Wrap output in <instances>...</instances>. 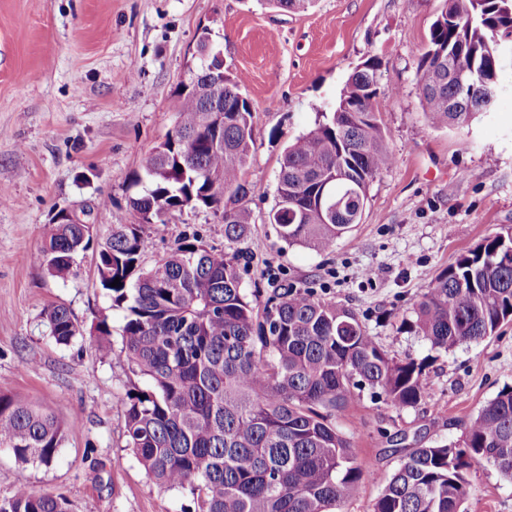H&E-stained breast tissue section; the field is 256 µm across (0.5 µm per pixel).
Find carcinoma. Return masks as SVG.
Here are the masks:
<instances>
[{"instance_id":"obj_1","label":"carcinoma","mask_w":512,"mask_h":512,"mask_svg":"<svg viewBox=\"0 0 512 512\" xmlns=\"http://www.w3.org/2000/svg\"><path fill=\"white\" fill-rule=\"evenodd\" d=\"M284 12L312 0H267ZM512 32V0H443L420 53L417 85L432 128H462L494 104L500 44ZM380 62L349 77L331 115L288 146L268 214L287 245L328 250L361 223L368 189L394 161L374 101ZM211 74L182 87L177 129L147 154L128 196V224L92 242L85 224L48 225L42 255L63 277L75 256L96 247V272L112 301L126 305L127 365L148 387L122 398L127 448L156 484L185 491V512H344L365 478L353 442L336 426L355 391L398 410L428 397L425 361L396 359L351 310L311 288H276L265 300L242 288L243 239L251 215L245 166L253 111L241 76H224V97L207 92ZM224 107V126L211 122ZM339 200L329 214L321 193ZM215 205L224 213L222 249L197 232L147 271L139 262L164 214ZM512 231L484 237L441 270L415 302L412 327L431 347L477 343L512 322ZM119 280L113 287L111 283ZM45 315L55 341L83 336L70 310ZM64 431L58 418L0 392V449L51 465ZM493 466L512 480V389L487 401L456 443L415 448L390 477L372 512H464L470 475ZM0 512H70L66 498L24 485L0 498Z\"/></svg>"}]
</instances>
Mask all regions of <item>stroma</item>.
<instances>
[{
  "label": "stroma",
  "mask_w": 512,
  "mask_h": 512,
  "mask_svg": "<svg viewBox=\"0 0 512 512\" xmlns=\"http://www.w3.org/2000/svg\"><path fill=\"white\" fill-rule=\"evenodd\" d=\"M441 5L314 0L286 13L260 0H0V390L54 412L67 429L47 467L0 450V498L25 485L65 496L72 512H183L189 503L156 485L126 447L121 400L146 381L126 364V311L101 288L94 251L57 277L40 248L62 211L101 237L129 221L132 176L174 130L172 103L204 34L225 74L244 77L254 113L246 291L313 288L352 309L389 355L429 361V395L417 407L397 410L365 391L337 418L361 468L388 476L410 449L457 440L482 404L512 387V323L439 355L406 327L439 271L512 228V67L491 111L468 126L426 122L418 55ZM369 58L380 62L375 106L395 161L371 183L362 223L333 248L286 245L267 221L283 153ZM191 232L225 244L221 214L177 212L154 230L142 267ZM53 303L86 332L106 321L111 352L88 335L57 344L44 315ZM471 480L467 512H512V482L494 467Z\"/></svg>",
  "instance_id": "obj_1"
}]
</instances>
